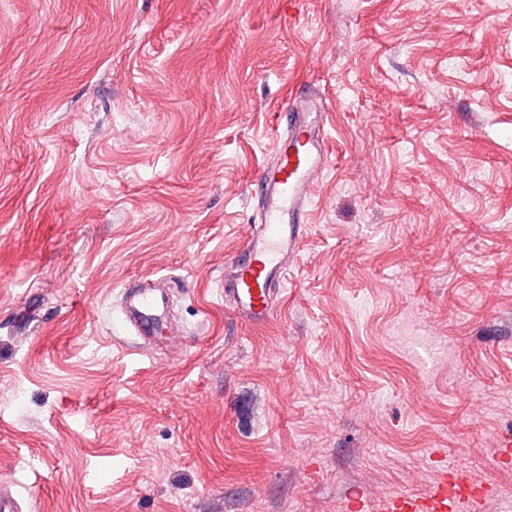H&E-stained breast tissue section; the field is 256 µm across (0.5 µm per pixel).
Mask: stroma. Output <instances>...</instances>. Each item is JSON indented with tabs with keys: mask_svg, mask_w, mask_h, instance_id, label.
<instances>
[{
	"mask_svg": "<svg viewBox=\"0 0 512 512\" xmlns=\"http://www.w3.org/2000/svg\"><path fill=\"white\" fill-rule=\"evenodd\" d=\"M329 163L230 315L279 114ZM170 293L130 334L126 286ZM512 0H0V485L25 512H512ZM493 491V484L477 481L465 471L448 467L422 496L400 493L379 499H358L352 509L360 512H476L482 499Z\"/></svg>",
	"mask_w": 512,
	"mask_h": 512,
	"instance_id": "obj_1",
	"label": "stroma"
}]
</instances>
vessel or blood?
<instances>
[{
	"label": "vessel or blood",
	"mask_w": 512,
	"mask_h": 512,
	"mask_svg": "<svg viewBox=\"0 0 512 512\" xmlns=\"http://www.w3.org/2000/svg\"><path fill=\"white\" fill-rule=\"evenodd\" d=\"M327 114L310 99L294 101L290 122L273 145V160L262 171L258 223L245 236L224 275V304L237 318L255 325L275 312L273 295L296 254L312 201V186L327 161ZM125 321L140 340L165 307L163 292L143 280L127 291ZM494 486L467 472L445 468L424 495L405 493L357 500L355 512H478Z\"/></svg>",
	"instance_id": "vessel-or-blood-1"
}]
</instances>
